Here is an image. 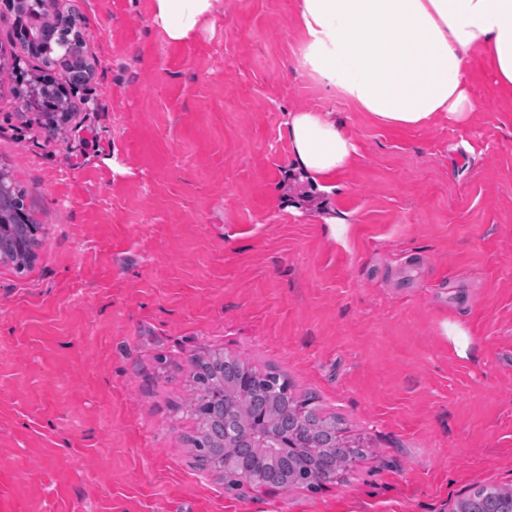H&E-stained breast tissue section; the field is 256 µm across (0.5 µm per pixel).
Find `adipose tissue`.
<instances>
[{
  "label": "adipose tissue",
  "mask_w": 512,
  "mask_h": 512,
  "mask_svg": "<svg viewBox=\"0 0 512 512\" xmlns=\"http://www.w3.org/2000/svg\"><path fill=\"white\" fill-rule=\"evenodd\" d=\"M154 21L172 41L196 32L214 0H154ZM304 60L358 111L393 128L440 116L465 122L477 108L469 89L473 54L512 90V0H297ZM292 169L331 192L357 148L335 121L289 113Z\"/></svg>",
  "instance_id": "ef3b65f1"
}]
</instances>
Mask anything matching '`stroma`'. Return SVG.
<instances>
[{
    "mask_svg": "<svg viewBox=\"0 0 512 512\" xmlns=\"http://www.w3.org/2000/svg\"><path fill=\"white\" fill-rule=\"evenodd\" d=\"M57 2L90 65L75 88L51 70L65 139L0 81V162L45 227L26 273L0 263V512H456L511 490L512 91L473 58L467 123L397 130L303 65L297 0H215L181 42L153 0ZM297 109L358 147L334 194L288 174ZM215 351L285 375L364 455L315 490L228 489L185 411Z\"/></svg>",
    "mask_w": 512,
    "mask_h": 512,
    "instance_id": "obj_1",
    "label": "stroma"
}]
</instances>
